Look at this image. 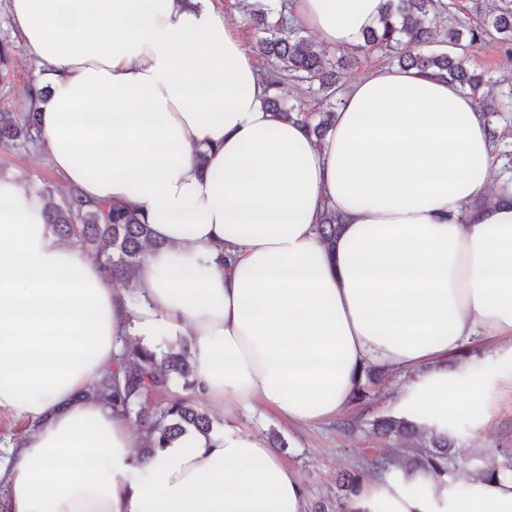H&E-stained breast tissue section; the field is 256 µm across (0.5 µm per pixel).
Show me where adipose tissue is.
<instances>
[{
	"instance_id": "adipose-tissue-1",
	"label": "adipose tissue",
	"mask_w": 512,
	"mask_h": 512,
	"mask_svg": "<svg viewBox=\"0 0 512 512\" xmlns=\"http://www.w3.org/2000/svg\"><path fill=\"white\" fill-rule=\"evenodd\" d=\"M383 0H293L320 43L349 49ZM52 167L89 203L144 213L161 249L133 305L100 262L0 178V414L15 512H305V488L234 412L294 425L336 416L368 367L410 374L400 409L426 432L484 424L497 375L449 369L480 338L512 360V178L485 116L452 83L382 67L342 94L324 140L267 109L268 82L212 0H8ZM342 229L324 246L320 215ZM188 337L224 430L137 459L126 418L79 393L125 337ZM352 512H512V473L395 469ZM29 422L22 418L0 416V462L5 464L8 458V446L17 439L28 427Z\"/></svg>"
}]
</instances>
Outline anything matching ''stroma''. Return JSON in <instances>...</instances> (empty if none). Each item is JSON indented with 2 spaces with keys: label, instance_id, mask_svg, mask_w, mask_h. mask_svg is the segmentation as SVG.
I'll return each mask as SVG.
<instances>
[{
  "label": "stroma",
  "instance_id": "35a3bbf8",
  "mask_svg": "<svg viewBox=\"0 0 512 512\" xmlns=\"http://www.w3.org/2000/svg\"><path fill=\"white\" fill-rule=\"evenodd\" d=\"M0 45L9 49L8 66L0 67V112L27 111L30 93L39 77L34 62L22 47L8 12L7 0H0ZM0 177H17L29 190L51 184L52 199L66 198L71 188L51 167L45 149L40 146L0 147ZM464 364L476 374L497 373L501 381L490 394L491 417L482 428L470 420H461L454 437L455 448L448 460L449 476L465 470L473 474L503 468L512 469V363L490 357L486 347L472 343L452 360ZM406 376L390 374L372 388V399L364 407H348L336 418L295 428L273 410L260 405L241 409L237 418L241 426L262 436L266 444H278V458L296 471L306 487V505L336 495V478L355 469L373 449L401 448L398 440H384L373 431L375 419L398 414V405ZM355 428H348V421Z\"/></svg>",
  "mask_w": 512,
  "mask_h": 512
}]
</instances>
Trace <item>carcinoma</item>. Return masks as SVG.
<instances>
[{
	"label": "carcinoma",
	"instance_id": "1",
	"mask_svg": "<svg viewBox=\"0 0 512 512\" xmlns=\"http://www.w3.org/2000/svg\"><path fill=\"white\" fill-rule=\"evenodd\" d=\"M290 2L281 0L278 19L273 24L268 21V10L261 7V0H238V6L246 24L258 33L256 52L280 75L306 83L310 92L319 95L321 103L316 113L303 107L289 108L281 101L279 81L273 79L269 83L272 94L267 98L268 106L299 121L320 140L341 103L337 98L339 86L332 72L333 64L313 50L301 35V28L288 19ZM448 11L450 4L445 0H385L377 27L366 32L364 43L349 51L350 58L359 63L375 52H382L399 68L429 72L438 80L456 84L478 100L489 76L474 61L471 48L490 41L505 54L512 55V0H499L469 26L460 27L451 21L437 30L427 23L429 14ZM415 45H437L439 49L414 54L410 47ZM38 128L39 114L34 103L27 112L15 116L1 114L0 144L37 145ZM45 221L55 234L75 245L83 255L103 263L112 279L125 287L144 254L162 247V243L153 239L148 219L136 208L112 203L88 204L76 193L69 194L61 204L49 203ZM318 229L325 244L335 242L341 231L336 213L329 209L323 211ZM177 383L181 387L179 392L173 390ZM371 383L373 373L368 369L365 381L353 392L352 405H368ZM195 387L188 342L158 353L138 342L127 341L115 366L94 387L81 392V396L100 398L114 412L139 423L142 439L138 459L141 460L155 457L158 451L191 431L205 435L213 431V420ZM376 430L383 437L416 441L415 447L407 449L398 460L405 475L420 469H430L439 476L447 473L452 448L448 437L429 436L405 417L380 418ZM392 464L391 455L374 450L373 456L365 459V468L339 476L341 495L336 498V504H321L315 512H347L366 473L386 471Z\"/></svg>",
	"mask_w": 512,
	"mask_h": 512
}]
</instances>
